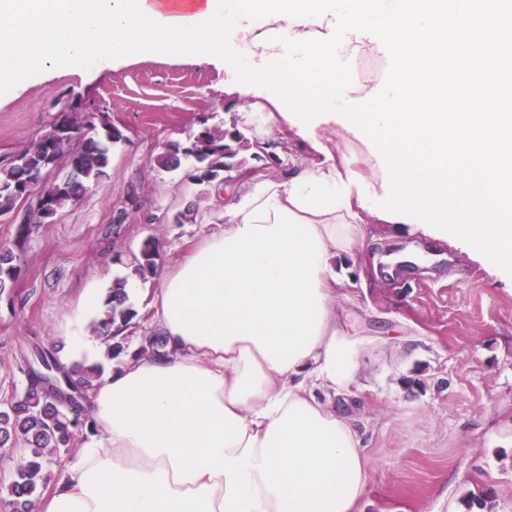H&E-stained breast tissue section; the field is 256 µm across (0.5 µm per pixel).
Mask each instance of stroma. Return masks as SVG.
Segmentation results:
<instances>
[{"instance_id":"obj_1","label":"stroma","mask_w":512,"mask_h":512,"mask_svg":"<svg viewBox=\"0 0 512 512\" xmlns=\"http://www.w3.org/2000/svg\"><path fill=\"white\" fill-rule=\"evenodd\" d=\"M263 103L225 95L222 61L207 54L32 68L0 86V168L65 110L100 112L126 136L112 148L107 178L35 226L20 253L14 301H0V404L21 389L20 351L64 347L84 288H109L147 237L159 239L163 263L172 264L220 223L222 191L196 182L191 162L161 169L165 144L203 119L252 123L287 158L298 138L266 124ZM131 196L136 210L114 228L115 206ZM186 208L194 220L171 223ZM364 236L339 304L342 322L374 344L358 385L334 401L360 431L370 463L358 512H465L463 498L486 490L491 512H512V276L410 224L372 221ZM141 288L112 365L156 332L150 302L159 281Z\"/></svg>"}]
</instances>
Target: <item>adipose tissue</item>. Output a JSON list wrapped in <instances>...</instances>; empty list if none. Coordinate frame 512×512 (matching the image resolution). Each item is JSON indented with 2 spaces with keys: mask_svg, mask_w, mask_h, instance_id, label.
<instances>
[{
  "mask_svg": "<svg viewBox=\"0 0 512 512\" xmlns=\"http://www.w3.org/2000/svg\"><path fill=\"white\" fill-rule=\"evenodd\" d=\"M326 0H247L239 47L260 56L257 21L327 33ZM0 83L29 63L59 69L152 52L192 57L223 0H0ZM156 33L141 39L138 29ZM280 179L243 175L224 222L175 268H160L154 321L163 357L106 370L89 393L97 433L38 512H356L369 460L328 394L358 385L372 341L337 312L368 211L351 174L380 166L308 141ZM106 293L84 289L69 320L74 357L99 358L81 331Z\"/></svg>",
  "mask_w": 512,
  "mask_h": 512,
  "instance_id": "obj_1",
  "label": "adipose tissue"
}]
</instances>
